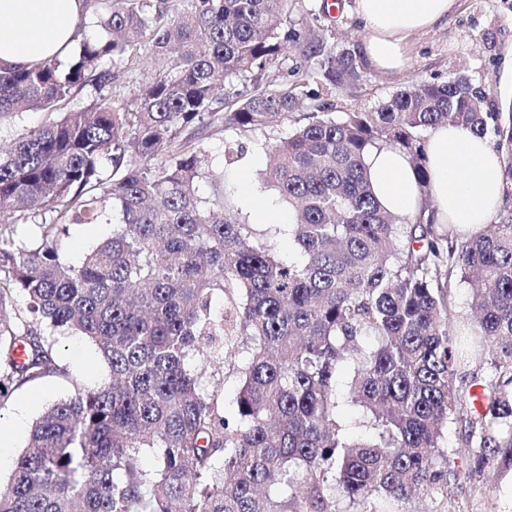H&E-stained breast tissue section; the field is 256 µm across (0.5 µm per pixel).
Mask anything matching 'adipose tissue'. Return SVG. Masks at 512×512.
I'll list each match as a JSON object with an SVG mask.
<instances>
[{
  "label": "adipose tissue",
  "instance_id": "obj_1",
  "mask_svg": "<svg viewBox=\"0 0 512 512\" xmlns=\"http://www.w3.org/2000/svg\"><path fill=\"white\" fill-rule=\"evenodd\" d=\"M455 0H355L367 36L362 52L377 70L407 65L406 41L452 12ZM85 0H0V67L26 68L65 57L79 42ZM434 221L455 225L462 235L492 223L505 188L504 156L489 137L450 124L431 128L425 143ZM369 178L388 212L414 215L422 193L408 156L398 149L371 150Z\"/></svg>",
  "mask_w": 512,
  "mask_h": 512
}]
</instances>
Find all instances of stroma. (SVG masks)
Returning <instances> with one entry per match:
<instances>
[{
	"mask_svg": "<svg viewBox=\"0 0 512 512\" xmlns=\"http://www.w3.org/2000/svg\"><path fill=\"white\" fill-rule=\"evenodd\" d=\"M317 0H293L290 23L313 36L324 38L336 48L360 50L366 33L354 13V0H343L340 10L326 14L315 11ZM409 62L399 72L381 73L365 68L362 81L353 87L337 89L338 111L365 110L389 98L404 86L423 81H444L459 70L467 71L480 83L490 102L512 99V0H456L448 20L414 34L408 40ZM160 68L157 60L141 53L129 59L118 81L105 88L104 97L127 101L135 86L148 82ZM263 131L246 134L230 129L219 138H202L207 156L223 153L228 139H244L251 147L237 165L228 167L227 181H234L239 171L253 175V190L269 198L258 175L265 169L267 157L254 148V140ZM61 364L70 379L47 377L9 392L0 406V432L8 433L6 446H0V483L7 482L14 464L26 448L31 426L56 399L67 396L72 380L94 387L103 382L107 368L94 347L84 338L67 336L57 345ZM412 512H512V470L492 471L481 488L462 482L450 489L447 498L423 497L410 504Z\"/></svg>",
	"mask_w": 512,
	"mask_h": 512,
	"instance_id": "obj_1",
	"label": "stroma"
}]
</instances>
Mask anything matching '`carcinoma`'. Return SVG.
Masks as SVG:
<instances>
[{"instance_id":"1","label":"carcinoma","mask_w":512,"mask_h":512,"mask_svg":"<svg viewBox=\"0 0 512 512\" xmlns=\"http://www.w3.org/2000/svg\"><path fill=\"white\" fill-rule=\"evenodd\" d=\"M87 2L101 31L82 32L67 63L0 68L1 119L110 85L142 51L177 58L130 102L96 99L0 153V221L37 227L21 246L0 230V407L10 388L70 378L65 335L91 343L109 374L36 419L0 512H407L420 493L511 468L512 208L469 237L438 234L427 194L413 217L379 206L365 155L406 153L425 191L424 132L451 124L493 136L512 183V99L486 109L459 71L338 118L329 91L360 82L363 64L291 27L292 0H180L170 15L153 0ZM290 45L314 62L316 87L240 90ZM299 110L306 122L259 143L262 181L295 219L261 228L224 178L248 143L224 141L205 167L196 136ZM109 208L111 236L63 260L70 230ZM284 230L297 260L273 252ZM458 272L473 285L460 329ZM16 294L30 317H6ZM484 354L482 384L467 367ZM209 369L239 376L230 414L200 387ZM345 401L369 434L347 433ZM450 423L457 448L441 443Z\"/></svg>"}]
</instances>
